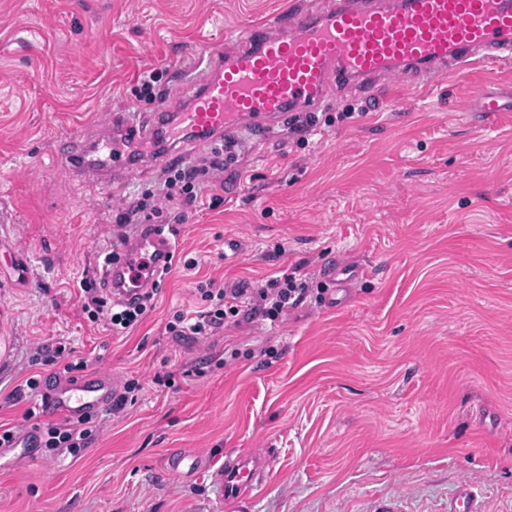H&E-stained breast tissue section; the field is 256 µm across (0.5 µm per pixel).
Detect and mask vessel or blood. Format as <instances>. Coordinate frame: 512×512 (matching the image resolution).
<instances>
[{"instance_id":"1","label":"vessel or blood","mask_w":512,"mask_h":512,"mask_svg":"<svg viewBox=\"0 0 512 512\" xmlns=\"http://www.w3.org/2000/svg\"><path fill=\"white\" fill-rule=\"evenodd\" d=\"M206 72L180 82L173 101L158 103L142 124L130 113L110 115L98 133L75 132L78 148L61 160L85 183L105 188L157 163L150 146L166 145L164 158L183 159L189 145L234 140L239 131L262 134L295 113L319 111L329 84L377 88L400 71L431 81L468 61H512V0H331L321 11L300 10L288 18L245 26L232 50L208 48ZM173 252L164 225L146 224L122 242L117 262L101 276L113 299L153 287ZM361 269L339 266L328 281L347 292ZM116 381L90 372L48 389L47 412L74 420L104 409ZM269 465L252 450L225 458L211 476L225 504L243 512L247 494Z\"/></svg>"}]
</instances>
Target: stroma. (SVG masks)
Segmentation results:
<instances>
[{
  "mask_svg": "<svg viewBox=\"0 0 512 512\" xmlns=\"http://www.w3.org/2000/svg\"><path fill=\"white\" fill-rule=\"evenodd\" d=\"M318 2L0 0V424L22 423L29 403L10 393L25 378L55 380L33 355L59 337L89 370L142 386L79 456L0 447V512H224L209 469L164 472L175 448L211 466L268 449L246 512H448L464 481L483 512L512 507V63L425 86L395 73L383 102L332 87L306 138L242 134L182 208L179 263L145 320L116 336L82 311L79 282L101 271L124 198L163 173L80 182L58 141L152 111L143 74L160 70L172 98L204 70L203 46ZM475 89L506 106L491 123ZM338 259L365 269L341 309L326 288ZM297 267L309 293L276 325L164 336L199 281L255 288Z\"/></svg>",
  "mask_w": 512,
  "mask_h": 512,
  "instance_id": "1",
  "label": "stroma"
}]
</instances>
